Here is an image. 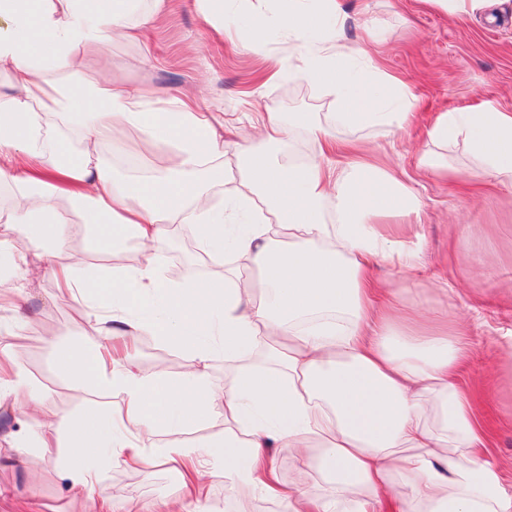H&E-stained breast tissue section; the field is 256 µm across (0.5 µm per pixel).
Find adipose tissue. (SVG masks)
I'll use <instances>...</instances> for the list:
<instances>
[{"label": "adipose tissue", "instance_id": "ef3b65f1", "mask_svg": "<svg viewBox=\"0 0 512 512\" xmlns=\"http://www.w3.org/2000/svg\"><path fill=\"white\" fill-rule=\"evenodd\" d=\"M132 17L133 0H0V68L12 74L0 91V184L17 191L0 223L20 228L30 246L0 234V269L11 280L9 303L27 300L33 264L50 269L58 296L86 288L84 319L97 340L83 352H62L60 367L119 396L120 416L91 414L52 425L32 423L45 394L28 388L21 361L0 349V410L10 418L0 440L14 451L54 450L70 492L88 512H115L104 471L178 463L181 494L165 512H213L205 494L223 481L233 496L260 497L280 512H512V492L499 467L482 459L485 436L457 377L470 357L460 330L399 303L381 287L375 263L412 268L420 242L411 232L420 204L385 170L359 161L338 168L337 128L403 130L415 117L407 84L384 70L372 47L371 21L352 39L340 0H274L272 13H254L234 37L262 51L270 27L292 48V69L326 87L337 110L327 123L285 122L259 115L260 148L240 146L237 176L216 202L193 171L224 156L213 113L176 99L150 101L139 88L105 79L55 86L47 69L80 72L84 58L104 57L115 38L140 42L164 21L166 0ZM58 125L83 131L89 146L127 129L172 145L171 171L161 178L124 180L98 164L64 162L52 143ZM304 126L317 158L274 159L270 147ZM433 150L419 166L448 171L441 147L462 142L482 174L512 191V113L492 104L442 113L427 131ZM64 198L116 251L131 239L149 246L194 225L205 251L234 253L258 272L256 284L232 270L190 284L160 274L156 255L84 279L59 262L67 230L56 208ZM149 332L191 353L189 370L169 377L129 355L134 337ZM288 339V351L271 341ZM220 344L235 373L224 390L208 382L210 344ZM273 365L257 370L256 355ZM223 412L220 452L180 435ZM170 441L161 446L159 434ZM64 443L50 448L49 440ZM316 469L324 496L280 481L274 450Z\"/></svg>", "mask_w": 512, "mask_h": 512}]
</instances>
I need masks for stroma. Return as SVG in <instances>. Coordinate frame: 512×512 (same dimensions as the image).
Listing matches in <instances>:
<instances>
[{
    "label": "stroma",
    "instance_id": "obj_1",
    "mask_svg": "<svg viewBox=\"0 0 512 512\" xmlns=\"http://www.w3.org/2000/svg\"><path fill=\"white\" fill-rule=\"evenodd\" d=\"M349 20L346 34L354 38L362 15L372 16L382 31L376 48L388 72L409 83L418 121L395 133L380 128L359 131L370 162L397 172L420 202L425 247L419 265L412 270L379 266L376 277L400 288L409 306L421 311L440 307L449 322L459 324L469 340L473 358L461 376L472 391L487 433L485 461L500 466L512 487V382L492 380L491 374L504 357L501 337L512 330V192L476 172L473 161L455 148L451 164L460 172L457 181L435 178L417 166L418 155L430 143L425 130L444 112L490 102L512 110V9L501 20L457 22L440 12L425 10L420 0H342ZM110 77L151 90L155 95L203 96L205 109L224 116L241 134L251 130L250 102L262 92L267 111L281 115L302 113L325 121L336 105L331 95L289 72L290 49L277 28H270L265 49L255 53L238 43L217 40L205 21L201 0H167L162 27L149 44L113 42L107 49ZM286 68L279 80L272 71ZM63 153L93 161L115 173L125 170L128 157L139 161L141 175L166 166L173 150L151 140L143 131L100 143L87 152L82 131L56 127L52 133ZM59 211L69 223L67 247L61 262L81 254L83 272L95 276L113 265L133 264L143 254L138 244H128L107 256L88 226L81 224L66 201ZM52 275L38 270L32 280L28 305L30 320L19 336H1L26 370L32 386L48 395L36 412L41 422L64 413H120L119 399L93 386H79L55 360L59 350H84L93 337L80 316L85 295L53 300ZM186 351L162 344L155 336L136 339V359L150 366L166 361V372L182 374ZM116 502L134 498L160 512L163 502L179 493L181 476L171 466L130 470L115 467L107 475ZM16 489L14 498L0 502V512H86L82 497L70 493L59 477L51 454L15 458L0 450V485Z\"/></svg>",
    "mask_w": 512,
    "mask_h": 512
}]
</instances>
